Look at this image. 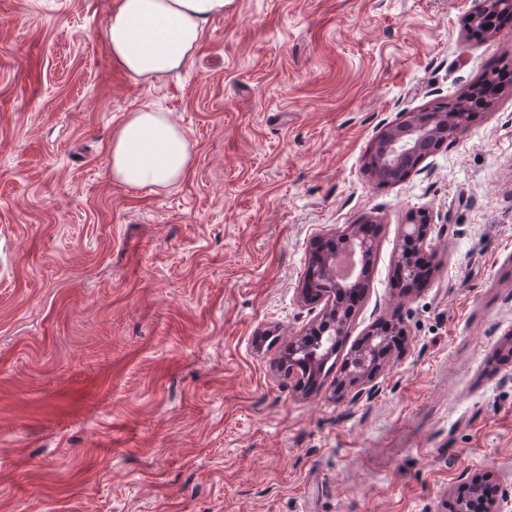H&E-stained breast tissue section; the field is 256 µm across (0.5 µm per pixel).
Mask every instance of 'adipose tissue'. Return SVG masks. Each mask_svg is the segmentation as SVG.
<instances>
[{
  "label": "adipose tissue",
  "instance_id": "obj_1",
  "mask_svg": "<svg viewBox=\"0 0 512 512\" xmlns=\"http://www.w3.org/2000/svg\"><path fill=\"white\" fill-rule=\"evenodd\" d=\"M227 0H113L108 41L128 73L154 81L179 72L197 51L207 22ZM113 177L131 187L168 188L186 175L191 155L184 131L168 113L128 112L112 135Z\"/></svg>",
  "mask_w": 512,
  "mask_h": 512
}]
</instances>
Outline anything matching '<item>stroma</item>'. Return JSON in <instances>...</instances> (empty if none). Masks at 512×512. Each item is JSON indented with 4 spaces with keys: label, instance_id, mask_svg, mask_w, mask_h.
<instances>
[{
    "label": "stroma",
    "instance_id": "stroma-1",
    "mask_svg": "<svg viewBox=\"0 0 512 512\" xmlns=\"http://www.w3.org/2000/svg\"><path fill=\"white\" fill-rule=\"evenodd\" d=\"M481 0H232L178 75L135 79L109 0H0V512H453L512 493V84L400 181L365 167L404 113L512 59ZM151 105L192 156L113 179ZM430 274L400 294L410 213ZM372 222L342 351L404 330L373 384L277 366L323 307L317 239ZM110 154L112 177L131 187H171L191 163L184 131L148 106L128 112L112 134ZM407 223L408 224H403L404 232L396 269L399 267V262L401 261L402 252L404 250L407 254H410L415 247L422 245L426 238L427 228L430 224L429 218L425 212L410 214ZM420 224H424L422 228ZM344 257H340L336 260L335 257L328 256L326 254L314 253L313 259L310 260L307 277L305 280L302 294L306 302L312 303L322 300L320 296H313V286L320 280V278L332 276L336 278V274H343L340 269L341 260ZM312 261V262H311ZM336 264V271H335Z\"/></svg>",
    "mask_w": 512,
    "mask_h": 512
}]
</instances>
